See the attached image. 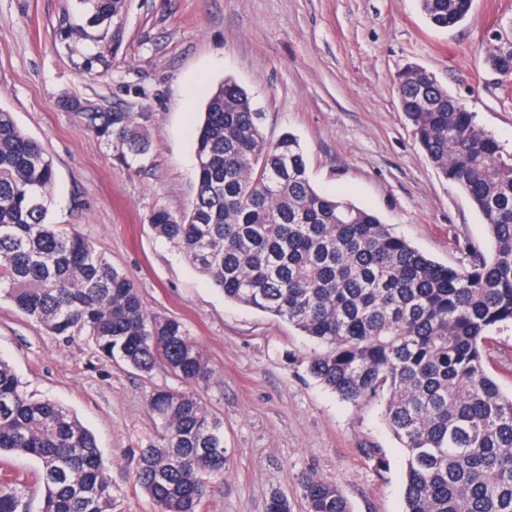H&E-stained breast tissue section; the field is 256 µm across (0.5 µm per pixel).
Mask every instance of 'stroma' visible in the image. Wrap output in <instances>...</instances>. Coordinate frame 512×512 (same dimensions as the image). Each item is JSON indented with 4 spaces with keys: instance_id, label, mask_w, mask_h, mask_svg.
<instances>
[{
    "instance_id": "35a3bbf8",
    "label": "stroma",
    "mask_w": 512,
    "mask_h": 512,
    "mask_svg": "<svg viewBox=\"0 0 512 512\" xmlns=\"http://www.w3.org/2000/svg\"><path fill=\"white\" fill-rule=\"evenodd\" d=\"M512 42V0H474L454 29L419 0H124L107 30L79 0H0V108L54 162L49 220L74 228L137 283L146 312L180 319L213 372L196 395L224 422L230 461L200 512H266L275 494L306 512L301 478L336 483L352 512H404L405 452L383 401L351 403L314 379L321 347L288 322L225 299L149 225L196 193L194 129L211 92L234 80L264 112V133L296 135L314 188L377 214L428 257L455 264L459 243L490 250L480 214L422 153L401 112L396 74L417 65L512 150V79L486 62L492 36ZM144 115L142 154L120 158L83 112ZM0 359L36 398L73 411L112 478L113 512H156L134 481L132 450L156 434L154 390L177 387L99 360L86 337L47 334L0 300ZM512 393V329L485 347ZM381 449L377 468L371 449ZM39 512L38 465L0 456V480Z\"/></svg>"
}]
</instances>
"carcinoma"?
<instances>
[{"label": "carcinoma", "mask_w": 512, "mask_h": 512, "mask_svg": "<svg viewBox=\"0 0 512 512\" xmlns=\"http://www.w3.org/2000/svg\"><path fill=\"white\" fill-rule=\"evenodd\" d=\"M105 28L122 0H80ZM474 0H420L435 27L454 28ZM488 65L512 77V43ZM401 111L430 163L482 216L485 252L464 244L445 265L372 212L317 191L296 137L263 133L264 113L226 80L195 140L189 210H154L152 230L179 247L224 297L276 316L324 347L309 373L347 401L385 400L405 450L404 512H512V395L488 374L485 344L512 327V153L429 73L396 77ZM126 157L140 135L129 112H85ZM52 157L0 109V299L65 339L84 334L99 357L144 373L164 366L182 384L149 401L155 439L135 464L159 512H197L224 476L220 418L194 388L212 370L184 324L148 314L139 289L87 238L48 222ZM0 453L39 465L40 512H112V479L91 432L63 405L27 395L0 359ZM307 512H351L342 489L302 480ZM0 512H30L23 490L0 484Z\"/></svg>", "instance_id": "carcinoma-1"}]
</instances>
